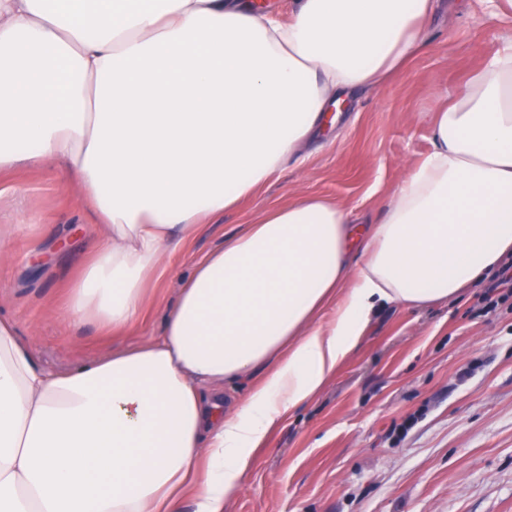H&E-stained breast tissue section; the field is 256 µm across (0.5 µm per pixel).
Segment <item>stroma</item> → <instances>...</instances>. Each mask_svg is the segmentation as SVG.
<instances>
[{
    "mask_svg": "<svg viewBox=\"0 0 512 512\" xmlns=\"http://www.w3.org/2000/svg\"><path fill=\"white\" fill-rule=\"evenodd\" d=\"M504 26L472 0H437L428 46L383 86L355 91L304 168L288 164L238 208L212 218L170 257L140 335L158 333L193 259L271 205L318 194L380 221L407 167L431 148L443 95L502 47ZM83 190L55 169L0 179V312L50 370L127 345L53 316L95 231ZM483 284L426 308L387 307L361 348L272 435L229 512H512V298L483 313Z\"/></svg>",
    "mask_w": 512,
    "mask_h": 512,
    "instance_id": "35a3bbf8",
    "label": "stroma"
}]
</instances>
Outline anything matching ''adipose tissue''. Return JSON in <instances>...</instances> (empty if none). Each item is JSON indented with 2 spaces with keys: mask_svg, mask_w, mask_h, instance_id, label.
I'll return each instance as SVG.
<instances>
[{
  "mask_svg": "<svg viewBox=\"0 0 512 512\" xmlns=\"http://www.w3.org/2000/svg\"><path fill=\"white\" fill-rule=\"evenodd\" d=\"M434 0H0V173L79 182L96 241L59 319L137 327L170 252L427 41ZM383 220L319 195L195 261L158 335L57 372L0 316V512H224L378 310L512 255V37L432 124ZM252 379L236 405L224 385Z\"/></svg>",
  "mask_w": 512,
  "mask_h": 512,
  "instance_id": "ef3b65f1",
  "label": "adipose tissue"
}]
</instances>
